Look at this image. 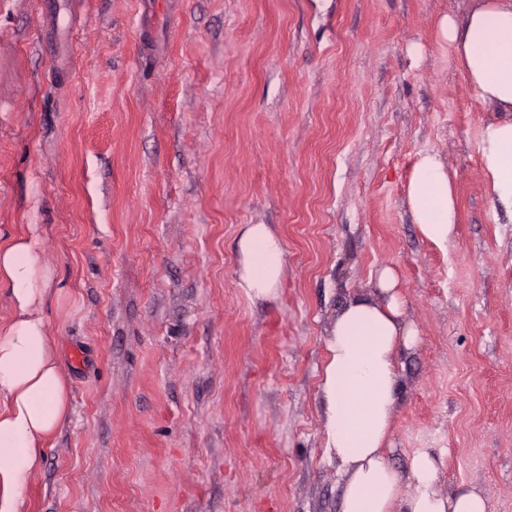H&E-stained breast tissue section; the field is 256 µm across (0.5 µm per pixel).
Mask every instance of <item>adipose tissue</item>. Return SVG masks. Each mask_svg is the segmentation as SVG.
Wrapping results in <instances>:
<instances>
[{
	"mask_svg": "<svg viewBox=\"0 0 512 512\" xmlns=\"http://www.w3.org/2000/svg\"><path fill=\"white\" fill-rule=\"evenodd\" d=\"M447 44L481 102L502 112L488 124L479 151L492 210L512 220V0H479L464 18L443 16ZM421 235L445 246L457 222L453 183L442 162L421 152L408 190ZM36 239L20 235L0 245V280L11 288L13 314L0 327V512H27L28 487L47 441L71 411L70 389L59 370L43 307L52 273L36 257ZM238 247L239 286L256 299L273 296L281 281L284 246L268 225H244ZM392 269L378 287L386 302L351 300L326 343L320 390L326 409L325 453L344 479L340 512H488L474 491L444 496L434 488L438 460L417 452L409 478L388 463L398 400L397 357L416 332L402 321L404 299ZM409 496H402L403 484Z\"/></svg>",
	"mask_w": 512,
	"mask_h": 512,
	"instance_id": "obj_1",
	"label": "adipose tissue"
}]
</instances>
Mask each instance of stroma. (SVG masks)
I'll use <instances>...</instances> for the list:
<instances>
[{"mask_svg":"<svg viewBox=\"0 0 512 512\" xmlns=\"http://www.w3.org/2000/svg\"><path fill=\"white\" fill-rule=\"evenodd\" d=\"M0 0V243L36 225L71 412L29 512H339L326 340L392 268L417 332L386 456L512 512V221L479 152L497 120L438 37L473 0ZM453 181L446 247L414 224L420 152ZM284 244L238 286L242 226ZM238 247L241 256L239 286L251 298L265 299L279 288L283 268L282 239L266 224L242 228Z\"/></svg>","mask_w":512,"mask_h":512,"instance_id":"1","label":"stroma"}]
</instances>
